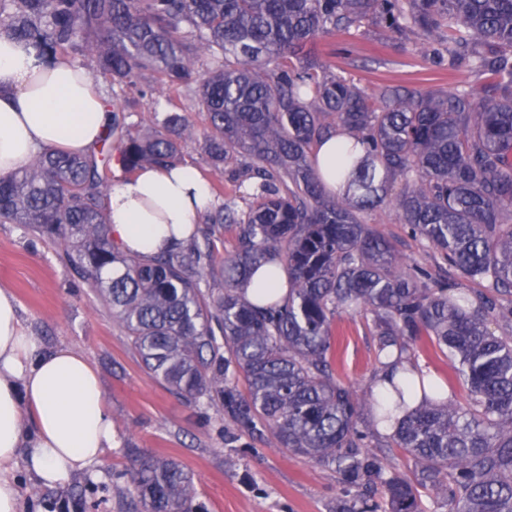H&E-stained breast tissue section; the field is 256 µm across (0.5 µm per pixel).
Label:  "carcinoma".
Returning a JSON list of instances; mask_svg holds the SVG:
<instances>
[{
	"mask_svg": "<svg viewBox=\"0 0 512 512\" xmlns=\"http://www.w3.org/2000/svg\"><path fill=\"white\" fill-rule=\"evenodd\" d=\"M373 26L425 41L483 87L369 92L318 53L323 39ZM0 36L54 60L89 55L113 85L150 71L155 90L205 113L213 170L250 200L202 216L236 231L221 265L209 244L141 259L106 237L112 144L131 174L181 161L192 138L179 110L131 134L134 101L112 90L96 148L46 149L0 179V223L63 246L146 369L222 412L229 462L269 434L340 475L332 512H422L423 490L448 512H512V0H0ZM340 132L353 143L336 155L334 192L316 155ZM383 205L435 269L368 225ZM270 263L288 273V294L259 306L244 286ZM343 313L364 320L379 368L411 364L387 376L381 399L336 375L332 324ZM422 339L453 363L466 405L438 378L408 407L425 377L408 349ZM394 448L414 478L383 464ZM130 476L133 512H204L173 459L135 454Z\"/></svg>",
	"mask_w": 512,
	"mask_h": 512,
	"instance_id": "obj_1",
	"label": "carcinoma"
}]
</instances>
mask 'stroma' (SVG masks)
I'll return each instance as SVG.
<instances>
[{
	"label": "stroma",
	"instance_id": "stroma-1",
	"mask_svg": "<svg viewBox=\"0 0 512 512\" xmlns=\"http://www.w3.org/2000/svg\"><path fill=\"white\" fill-rule=\"evenodd\" d=\"M320 48L337 70L368 89L479 83L466 71L448 74L429 51L395 42L383 28L354 39H326ZM188 119L194 135L184 147V160L201 169L222 201L236 200L234 183L213 173L202 149L204 114L192 112ZM372 220L409 259L427 261L424 244L398 223L392 208L378 210ZM0 287L14 293L21 322L40 352L73 347L90 360L100 379L116 445L97 465L94 480L100 489L81 512H129L136 492L126 470L135 452L179 461L191 473L207 512H330L342 492L334 470L283 451L271 441L228 463L221 414L186 404L145 369L111 310L67 264L62 247L36 238L23 225L0 223ZM333 327L339 341L337 375L359 395H368L378 368L373 336L361 318L346 314L337 317ZM14 474L26 512H48L42 502L46 496L65 512H79L71 494L85 484L87 474L78 472L65 484L49 486L27 471L22 457Z\"/></svg>",
	"mask_w": 512,
	"mask_h": 512
}]
</instances>
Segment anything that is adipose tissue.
Wrapping results in <instances>:
<instances>
[{"mask_svg":"<svg viewBox=\"0 0 512 512\" xmlns=\"http://www.w3.org/2000/svg\"><path fill=\"white\" fill-rule=\"evenodd\" d=\"M107 121L105 97L83 68L0 38V178L45 149L90 151ZM213 204L194 164L147 168L110 186L105 234L122 252L149 258L187 244ZM114 441L93 365L70 347L38 353L15 296L1 288L0 512H24L11 477L19 454L52 486L97 465Z\"/></svg>","mask_w":512,"mask_h":512,"instance_id":"obj_1","label":"adipose tissue"}]
</instances>
